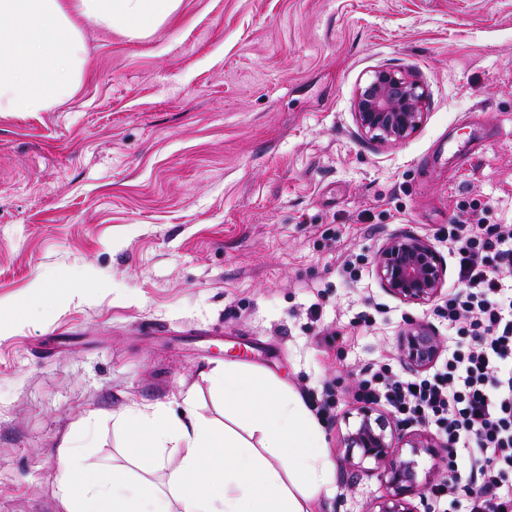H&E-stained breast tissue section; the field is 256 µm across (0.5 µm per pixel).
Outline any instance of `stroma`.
Listing matches in <instances>:
<instances>
[{
    "label": "stroma",
    "mask_w": 512,
    "mask_h": 512,
    "mask_svg": "<svg viewBox=\"0 0 512 512\" xmlns=\"http://www.w3.org/2000/svg\"><path fill=\"white\" fill-rule=\"evenodd\" d=\"M76 91L0 112V512H66L60 461L137 478L121 412L216 421L210 373L245 362L318 410L337 467L315 512H374L377 476L341 467L361 369L401 377L435 304L387 293L373 259L428 238L456 290L449 224L512 225V0H180L151 34L90 20ZM381 66L417 72L420 128L380 145L353 99ZM365 255L357 280L346 260ZM60 278L35 296L37 282ZM448 463L419 459V512Z\"/></svg>",
    "instance_id": "stroma-1"
}]
</instances>
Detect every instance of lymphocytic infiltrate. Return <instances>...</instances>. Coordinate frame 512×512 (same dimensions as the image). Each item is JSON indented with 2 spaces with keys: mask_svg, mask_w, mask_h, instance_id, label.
I'll return each instance as SVG.
<instances>
[{
  "mask_svg": "<svg viewBox=\"0 0 512 512\" xmlns=\"http://www.w3.org/2000/svg\"><path fill=\"white\" fill-rule=\"evenodd\" d=\"M460 287L439 314L448 360L429 376L366 372L359 395L386 403L403 422L434 426L451 457L469 464L467 512H512V226L456 221L448 227Z\"/></svg>",
  "mask_w": 512,
  "mask_h": 512,
  "instance_id": "1",
  "label": "lymphocytic infiltrate"
}]
</instances>
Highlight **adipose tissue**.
<instances>
[{
  "label": "adipose tissue",
  "instance_id": "1",
  "mask_svg": "<svg viewBox=\"0 0 512 512\" xmlns=\"http://www.w3.org/2000/svg\"><path fill=\"white\" fill-rule=\"evenodd\" d=\"M178 0H0V112H42L70 97L86 64L75 24L83 17L144 35ZM224 424L199 415L192 396L181 414L166 404L131 408L117 424L131 442L139 480L83 467L65 478L68 512H312L334 474L321 424L301 395L239 365L214 369ZM179 448L178 464L167 449ZM167 474L166 488L150 476Z\"/></svg>",
  "mask_w": 512,
  "mask_h": 512
}]
</instances>
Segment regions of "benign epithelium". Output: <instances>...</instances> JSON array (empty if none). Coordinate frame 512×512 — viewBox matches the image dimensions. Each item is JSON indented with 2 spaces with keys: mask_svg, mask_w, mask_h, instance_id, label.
<instances>
[{
  "mask_svg": "<svg viewBox=\"0 0 512 512\" xmlns=\"http://www.w3.org/2000/svg\"><path fill=\"white\" fill-rule=\"evenodd\" d=\"M427 97V87L415 73L389 66L374 70L354 99L357 134L383 144L405 141L421 125ZM375 271L391 295L424 305L441 294L447 266L428 239L400 234L378 250ZM399 348L407 368L420 372L435 363L441 341L431 326L412 322L400 336ZM342 448L346 467L363 471V463L370 461L371 472L386 485L388 494L378 502V512H418L407 500L418 487L414 456L424 452L439 457L445 445L432 434L408 430L392 413L364 404L354 427L343 435ZM404 448L411 449V457H403Z\"/></svg>",
  "mask_w": 512,
  "mask_h": 512,
  "instance_id": "obj_1",
  "label": "benign epithelium"
}]
</instances>
